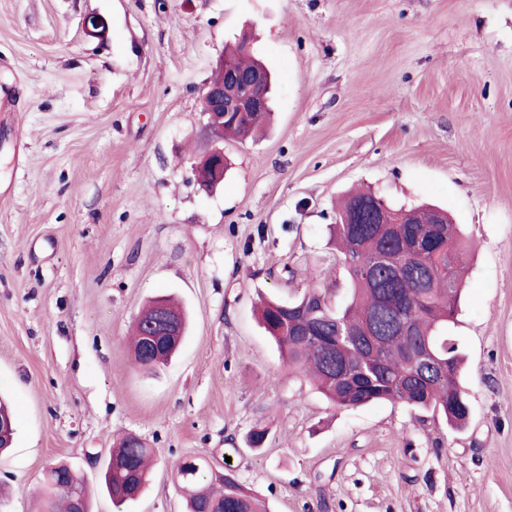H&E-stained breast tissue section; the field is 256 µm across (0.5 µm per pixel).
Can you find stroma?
<instances>
[{
  "label": "stroma",
  "instance_id": "35a3bbf8",
  "mask_svg": "<svg viewBox=\"0 0 512 512\" xmlns=\"http://www.w3.org/2000/svg\"><path fill=\"white\" fill-rule=\"evenodd\" d=\"M245 31L272 121L225 141L205 193L200 100ZM356 188L439 206L466 236L448 327L465 428L336 408L258 322L259 298L312 285L345 305L329 226ZM159 294L190 326L150 373L129 336ZM0 396L18 415L0 512H34L59 461L91 512H184L171 469L188 457L270 512H512V0H0ZM128 434L155 461L116 503L99 463Z\"/></svg>",
  "mask_w": 512,
  "mask_h": 512
}]
</instances>
